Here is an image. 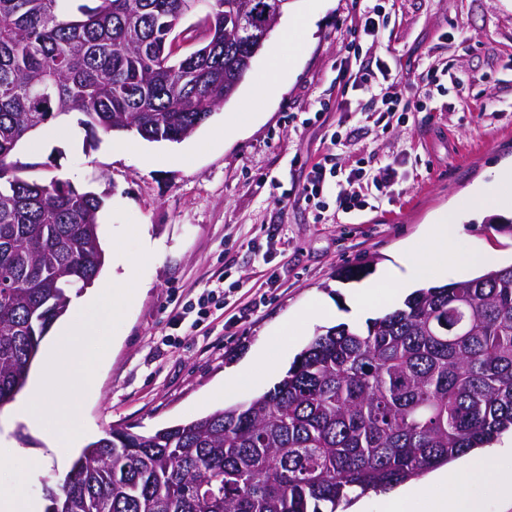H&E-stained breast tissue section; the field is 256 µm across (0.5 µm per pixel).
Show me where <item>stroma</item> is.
<instances>
[{
  "instance_id": "obj_1",
  "label": "stroma",
  "mask_w": 512,
  "mask_h": 512,
  "mask_svg": "<svg viewBox=\"0 0 512 512\" xmlns=\"http://www.w3.org/2000/svg\"><path fill=\"white\" fill-rule=\"evenodd\" d=\"M386 18L364 38L360 61L387 63L422 108L378 127L376 102L346 88L342 50L359 18L355 0H291L234 97L189 138L150 143L134 133H90L74 112L55 135L37 133L16 154L31 179H60L104 195L99 237L111 251L123 228L116 210L151 242L139 291L117 328L97 389L83 402V443L116 427L149 433L247 401L278 382L320 327L364 325L347 292L376 285L380 269L420 241L495 167L512 163V0H382ZM309 18L279 87L264 81L284 30ZM251 108L252 122L229 133L224 121ZM340 145H331L332 136ZM335 150L349 167L362 157L392 164L378 207L313 221L290 195L304 168ZM460 251L487 268L512 263V239L485 217L460 212ZM340 269L358 277L340 281ZM224 286V306L198 326L174 319L177 302ZM280 363L247 388L224 390L229 371L263 346ZM78 451L47 459L38 478L0 462V495L19 486L44 499V480L64 477Z\"/></svg>"
}]
</instances>
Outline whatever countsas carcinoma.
<instances>
[{"instance_id": "carcinoma-1", "label": "carcinoma", "mask_w": 512, "mask_h": 512, "mask_svg": "<svg viewBox=\"0 0 512 512\" xmlns=\"http://www.w3.org/2000/svg\"><path fill=\"white\" fill-rule=\"evenodd\" d=\"M192 0H0V408L26 387L71 290L105 263L103 198L24 175L32 135L72 112L106 134L180 143L230 100L242 61L224 14L186 56ZM512 431V264L414 290L366 322L314 335L264 394L87 444L46 512H337Z\"/></svg>"}]
</instances>
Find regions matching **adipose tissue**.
Masks as SVG:
<instances>
[{"label":"adipose tissue","mask_w":512,"mask_h":512,"mask_svg":"<svg viewBox=\"0 0 512 512\" xmlns=\"http://www.w3.org/2000/svg\"><path fill=\"white\" fill-rule=\"evenodd\" d=\"M460 229V222L452 216L431 225L426 236L427 251L431 254L446 255L452 265L466 270L476 266L478 259L457 250L456 239ZM422 268V256L417 255L412 249L406 251L397 263L388 265L380 271L381 289L356 288L350 292L351 308L363 311L387 307L396 296L408 291L411 280L421 276ZM485 477L496 478L501 490L512 497V467L500 468L492 460L475 456L459 465L455 472L440 471L428 481L381 493L382 512H403L404 503L422 496L429 499V512H483L480 501L470 496V485L474 480ZM434 485L445 487V494L432 495L430 488Z\"/></svg>","instance_id":"adipose-tissue-1"}]
</instances>
